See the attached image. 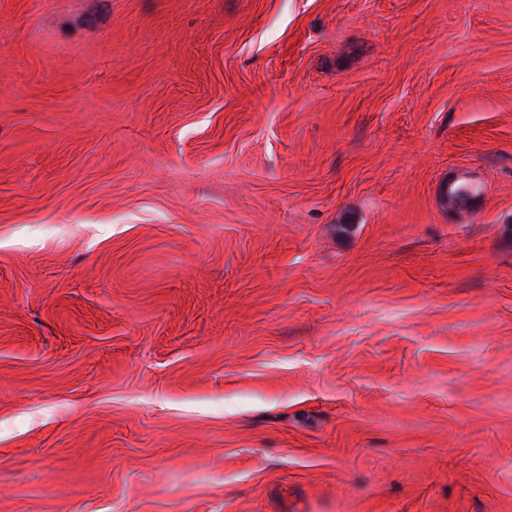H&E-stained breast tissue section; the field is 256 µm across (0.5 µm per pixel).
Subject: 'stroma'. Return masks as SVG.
Instances as JSON below:
<instances>
[{
    "instance_id": "35a3bbf8",
    "label": "stroma",
    "mask_w": 512,
    "mask_h": 512,
    "mask_svg": "<svg viewBox=\"0 0 512 512\" xmlns=\"http://www.w3.org/2000/svg\"><path fill=\"white\" fill-rule=\"evenodd\" d=\"M0 512H512V0H0Z\"/></svg>"
}]
</instances>
